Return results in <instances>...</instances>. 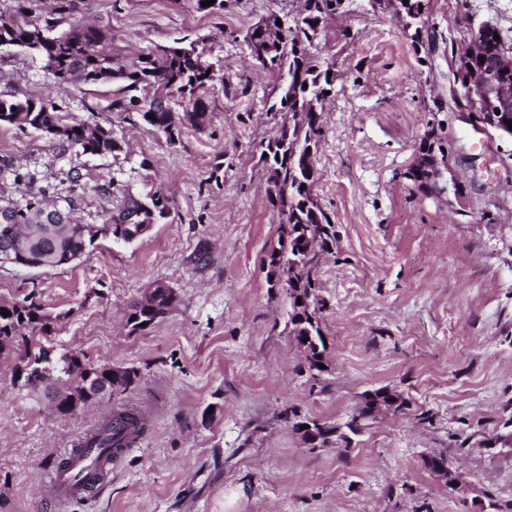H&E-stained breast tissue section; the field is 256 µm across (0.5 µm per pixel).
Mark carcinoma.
Wrapping results in <instances>:
<instances>
[{
	"instance_id": "carcinoma-1",
	"label": "carcinoma",
	"mask_w": 512,
	"mask_h": 512,
	"mask_svg": "<svg viewBox=\"0 0 512 512\" xmlns=\"http://www.w3.org/2000/svg\"><path fill=\"white\" fill-rule=\"evenodd\" d=\"M399 10L404 27L412 30L410 39L414 50L426 48L433 35L430 23L429 0H368L375 12L383 11L381 2ZM33 0H19L12 12L14 21L9 28L0 29V40L27 42L29 48L44 60L57 83L68 88L76 85H95L119 80L123 83L124 97L112 102L122 111H135L152 129L162 134L172 144L179 140L182 129L191 126L204 130L208 121V90L216 81L221 69L220 59L212 53L196 52V41L178 42L172 50L157 45L149 52H142L128 60L119 58L112 51V33L96 25L75 23L61 32H55L57 16L69 14L74 9L73 0H56L54 16L35 17ZM352 0H303L301 11L290 16L270 13L272 25L285 24L278 41H268L258 26L249 27L242 41L254 57V67L261 72L276 75V82L265 98V114L278 119L277 135L260 143V161L266 166V196L272 210L285 216L277 243L267 252L269 264L279 263L285 277L288 298V323L297 343H308L310 358L306 361L311 378L325 373L319 367L327 353L321 319L316 322L300 318L304 308L298 305L300 296L308 290L318 289L315 274L317 253L336 249L337 235L330 214L322 208L314 187L319 180L316 156L309 153V142L320 141L324 127L312 112V102L321 104L325 111L332 98L337 72L336 62L320 55L316 41L331 30L336 42L352 43L361 35L347 26L338 25L349 12ZM499 39H494V36ZM509 36L498 28L486 35V60H491L505 49ZM265 50L266 58L257 56ZM182 108L179 126L170 130L174 106ZM155 119H150L149 115ZM478 121L489 126L503 137L512 139V129L495 112H482ZM20 130L39 126L54 127L52 140L62 146L75 148L84 154L105 155L122 150L112 133L98 125L70 122L62 105L41 99L0 98V125ZM443 121L432 127L421 138L415 155L426 159L432 149L443 150L447 141L441 135ZM168 197L159 190L145 195H128L116 211L107 213L101 225L102 237H112L132 242L141 237L144 224H159L167 219ZM30 224H51L53 233L39 235L28 242L31 253H40L56 259L50 267H59L82 256L94 245V239L80 231L82 225L73 224L69 214L49 208L36 196L25 204L0 209V247L14 242L13 227ZM176 299L163 293L146 301H134L126 314L131 332L143 330L165 315ZM0 356L16 355L26 363H48L42 345L33 341L36 334L47 335L53 319L34 300L2 303L0 310ZM83 370L93 384L110 381L107 377L111 364L94 363L85 356L63 353L51 371L57 372L47 385L54 410L59 415L72 414L78 406L70 399L69 392L80 387L70 375L71 369ZM140 414L133 408L103 417L82 442L84 448H97L104 453L112 448L132 447L141 435L143 425Z\"/></svg>"
}]
</instances>
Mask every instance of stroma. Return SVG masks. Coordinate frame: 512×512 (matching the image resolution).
Masks as SVG:
<instances>
[{
    "instance_id": "1",
    "label": "stroma",
    "mask_w": 512,
    "mask_h": 512,
    "mask_svg": "<svg viewBox=\"0 0 512 512\" xmlns=\"http://www.w3.org/2000/svg\"><path fill=\"white\" fill-rule=\"evenodd\" d=\"M75 4L60 29L109 27L123 56L200 35L225 72H250L252 84L245 96L216 85L206 130L184 129L173 145L138 113L113 108L117 85L64 92L41 58L0 46V97L62 104L69 120L122 144L86 155L0 126V207L32 192L98 225L125 193L158 189L172 211L130 244L101 238L52 269L0 267V302L30 297L54 316L43 345L137 372L125 392L59 416L44 388L22 389L13 358H0V512H466L425 468L433 452L485 512H512V140L453 108L442 51L420 60L408 30L366 0L343 20L363 36L335 48L336 97L317 156L315 192L338 242L316 258L332 368L314 380L288 334V300L263 269L279 234L257 148L276 128L262 103L273 77L254 73L239 39L294 0H226L211 15L195 0ZM487 20L512 32V0H433L443 41L467 43ZM437 118L458 196L424 195L404 176ZM18 171L25 181L15 182ZM157 281L176 304L130 332L129 305ZM385 385L407 408L379 415L349 449L312 446L285 417L293 409L342 424L364 391ZM113 403L145 419L134 447L88 496L42 497L45 470Z\"/></svg>"
}]
</instances>
